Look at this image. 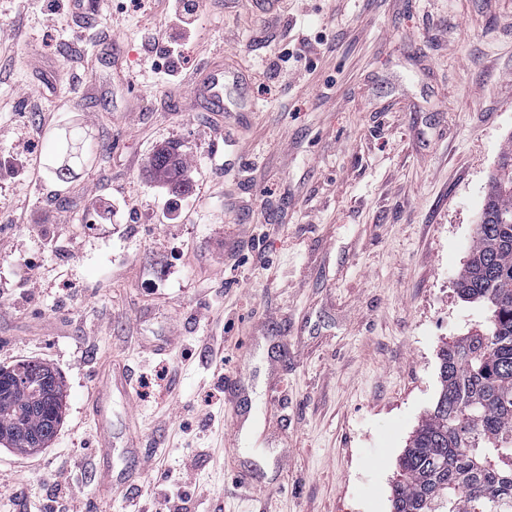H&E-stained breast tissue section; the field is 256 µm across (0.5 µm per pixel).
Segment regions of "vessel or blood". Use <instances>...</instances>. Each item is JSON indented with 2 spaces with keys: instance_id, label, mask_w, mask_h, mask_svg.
<instances>
[{
  "instance_id": "b4317fda",
  "label": "vessel or blood",
  "mask_w": 512,
  "mask_h": 512,
  "mask_svg": "<svg viewBox=\"0 0 512 512\" xmlns=\"http://www.w3.org/2000/svg\"><path fill=\"white\" fill-rule=\"evenodd\" d=\"M198 93L209 98L215 107L224 105V71L216 68L208 71L202 78L197 87ZM131 387V378L127 369L121 364H107L105 367V376L100 389L95 393L90 401V412L93 416L95 425V435L93 446L100 459H108L117 444H124L128 451H135L139 446L138 423L135 418H128L126 428L123 434H116L112 424V412L110 402L113 393L123 395L129 394ZM144 467L137 469L114 470L105 467H99L94 473V480L98 490L104 496H112L119 492L130 482L136 481L144 474Z\"/></svg>"
}]
</instances>
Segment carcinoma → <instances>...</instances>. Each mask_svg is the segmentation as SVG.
Returning <instances> with one entry per match:
<instances>
[{"instance_id": "1", "label": "carcinoma", "mask_w": 512, "mask_h": 512, "mask_svg": "<svg viewBox=\"0 0 512 512\" xmlns=\"http://www.w3.org/2000/svg\"><path fill=\"white\" fill-rule=\"evenodd\" d=\"M51 155L63 158L59 177L88 156L70 133L58 135ZM182 158L173 146L153 158L152 175L178 186ZM512 138L491 178L470 257L456 277L459 295L485 303L480 330L441 347L440 390L399 459L392 512H512ZM52 374L54 397L40 403L0 368V429H19L18 454L48 446L63 416L65 385Z\"/></svg>"}]
</instances>
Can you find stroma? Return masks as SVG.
Wrapping results in <instances>:
<instances>
[{"mask_svg": "<svg viewBox=\"0 0 512 512\" xmlns=\"http://www.w3.org/2000/svg\"><path fill=\"white\" fill-rule=\"evenodd\" d=\"M199 5L177 86L159 13L81 28L0 0L25 39L0 53V368L67 386L47 448L0 445V512H149L188 465L186 512H391L437 352L485 321L455 281L512 136V0H280L269 28ZM219 63L239 80L217 114L193 86ZM67 130L93 159L62 181L45 161ZM168 145L186 188L149 174ZM29 149L33 176L4 166ZM111 359L144 380L112 419L135 414L147 470L102 502L89 402Z\"/></svg>", "mask_w": 512, "mask_h": 512, "instance_id": "obj_1", "label": "stroma"}]
</instances>
